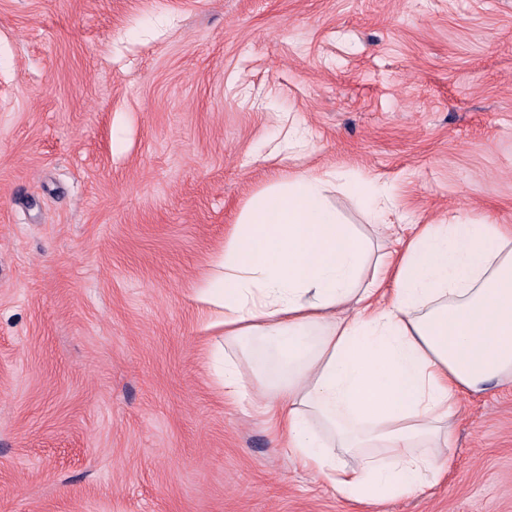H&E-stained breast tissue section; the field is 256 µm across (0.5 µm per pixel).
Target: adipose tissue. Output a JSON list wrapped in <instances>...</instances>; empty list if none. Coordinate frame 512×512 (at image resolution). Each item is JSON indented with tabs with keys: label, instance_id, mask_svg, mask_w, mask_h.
Instances as JSON below:
<instances>
[{
	"label": "adipose tissue",
	"instance_id": "1",
	"mask_svg": "<svg viewBox=\"0 0 512 512\" xmlns=\"http://www.w3.org/2000/svg\"><path fill=\"white\" fill-rule=\"evenodd\" d=\"M338 190L386 225L385 184L334 170L274 181L198 299L226 347L225 399L260 406L297 465L343 497L387 501L447 473L461 394L512 378V231L443 221L377 255Z\"/></svg>",
	"mask_w": 512,
	"mask_h": 512
}]
</instances>
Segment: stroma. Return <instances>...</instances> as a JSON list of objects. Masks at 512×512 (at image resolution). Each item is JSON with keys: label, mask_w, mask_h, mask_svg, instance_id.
I'll list each match as a JSON object with an SVG mask.
<instances>
[{"label": "stroma", "mask_w": 512, "mask_h": 512, "mask_svg": "<svg viewBox=\"0 0 512 512\" xmlns=\"http://www.w3.org/2000/svg\"><path fill=\"white\" fill-rule=\"evenodd\" d=\"M327 170L391 186L387 229L332 196L384 251L512 227V0H0V512H512V382L384 502L215 385L196 288L254 193Z\"/></svg>", "instance_id": "35a3bbf8"}]
</instances>
